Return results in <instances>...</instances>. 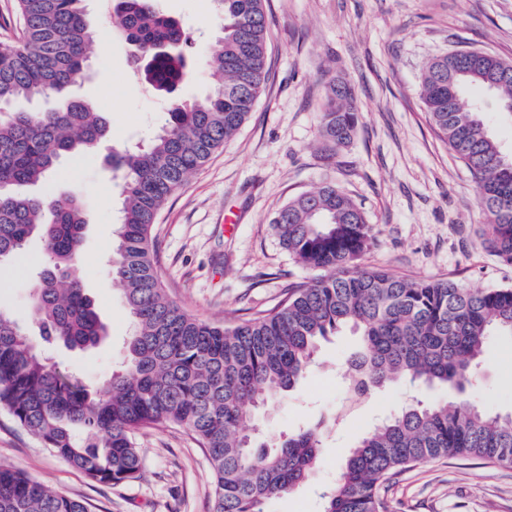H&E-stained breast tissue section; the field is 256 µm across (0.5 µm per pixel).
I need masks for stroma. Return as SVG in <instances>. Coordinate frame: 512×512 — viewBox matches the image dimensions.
<instances>
[{"label": "stroma", "instance_id": "obj_1", "mask_svg": "<svg viewBox=\"0 0 512 512\" xmlns=\"http://www.w3.org/2000/svg\"><path fill=\"white\" fill-rule=\"evenodd\" d=\"M190 37L183 99L218 83L205 59L219 33L213 0H157ZM95 37L89 67L74 87L108 118L111 133L93 150L67 156L41 193L79 196L87 212L81 275L108 340L80 352L44 347L52 363L88 385L124 361L132 324L112 281V249L122 180L110 158L145 141L163 122L167 99L134 77L130 47L114 36L101 0H87ZM269 76L239 132L161 210L156 224L159 273L168 297L201 319L230 324L274 308L292 284L312 273L281 247L271 219L289 200L328 182L350 195L375 234L362 268L407 278L451 279L472 288L512 285V265L480 245L487 219L476 183L433 125L420 94L435 57L461 49L512 61V0H265ZM345 81L359 108L348 144L328 155L321 105L331 78ZM503 153L512 155V112L495 94L466 89ZM359 339L344 330L321 345L297 388L259 411L269 438L324 426L319 464L308 482L274 499L269 512H321L322 495L362 436L383 416L443 389L396 384L347 403L350 361ZM477 401L512 411V337L488 341ZM142 479L106 486L52 456L9 414L0 412V463L85 500L92 512H210L212 475L193 436L178 426L139 432ZM390 512H512V465L442 458L392 476Z\"/></svg>", "mask_w": 512, "mask_h": 512}]
</instances>
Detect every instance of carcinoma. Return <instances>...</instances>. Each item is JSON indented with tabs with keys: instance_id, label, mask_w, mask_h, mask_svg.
I'll return each mask as SVG.
<instances>
[{
	"instance_id": "carcinoma-1",
	"label": "carcinoma",
	"mask_w": 512,
	"mask_h": 512,
	"mask_svg": "<svg viewBox=\"0 0 512 512\" xmlns=\"http://www.w3.org/2000/svg\"><path fill=\"white\" fill-rule=\"evenodd\" d=\"M217 46L206 59L222 83L192 101L171 100L164 124L145 143L112 158L123 181L112 278L132 323L127 358L100 387L58 370L31 344L27 329L0 309V410L49 453L91 481L141 478L135 437L173 423L192 432L213 473L211 512H266L297 489L319 462L322 435L303 428L278 440L254 433L259 409L294 389L319 343L349 328L361 337L349 371L356 403L392 384L438 385L452 401L408 404L352 449L323 512H389L381 487L397 471L441 458L512 463V413L474 402L490 336H512V286L473 289L450 279H408L359 269L372 225L354 200L323 183L282 206L272 219L282 248L316 272L288 288L273 310L223 325L199 319L167 296L157 269L154 227L167 200L241 129L266 81L264 0H216ZM125 40L143 54L146 82L168 93L186 66L183 29L156 0H111ZM20 35L0 42V263L16 275L37 271L30 320L48 344L88 350L106 336L79 267L87 224L76 195H28L50 181L60 159L109 134L95 105L68 95L88 67L93 31L85 0H16ZM499 58L444 54L430 62L421 96L449 149L471 172L487 217L482 246L512 264V164L478 112L460 111L468 86L486 90ZM493 91L512 108V73ZM59 96L49 112H16L19 99ZM359 122L351 89L330 82L321 112L331 152ZM44 240L45 261L26 250ZM0 512H90L82 499L0 464Z\"/></svg>"
}]
</instances>
